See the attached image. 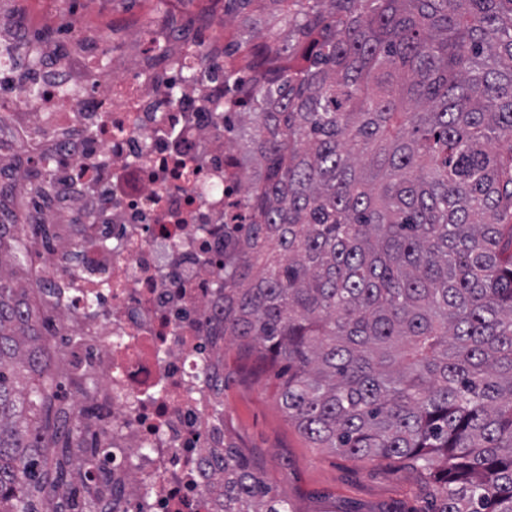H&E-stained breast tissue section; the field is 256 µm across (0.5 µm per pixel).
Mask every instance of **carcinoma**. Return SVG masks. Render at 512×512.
Here are the masks:
<instances>
[{"instance_id":"obj_1","label":"carcinoma","mask_w":512,"mask_h":512,"mask_svg":"<svg viewBox=\"0 0 512 512\" xmlns=\"http://www.w3.org/2000/svg\"><path fill=\"white\" fill-rule=\"evenodd\" d=\"M268 67L240 110L250 223L224 256V341L279 367L315 448L408 462L425 512H512V0H224ZM0 217V512L54 501L69 449ZM61 430L62 454L43 436ZM221 512H291L229 438L203 462Z\"/></svg>"}]
</instances>
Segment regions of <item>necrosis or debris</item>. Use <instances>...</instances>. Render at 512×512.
Masks as SVG:
<instances>
[{"mask_svg":"<svg viewBox=\"0 0 512 512\" xmlns=\"http://www.w3.org/2000/svg\"><path fill=\"white\" fill-rule=\"evenodd\" d=\"M27 24L0 12V211L21 224L32 315L56 318L63 412L112 454L75 485L114 512H214L201 460L224 445V338L205 312L248 174L235 95L209 70L257 67L180 14L126 35Z\"/></svg>","mask_w":512,"mask_h":512,"instance_id":"obj_1","label":"necrosis or debris"}]
</instances>
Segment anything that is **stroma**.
Instances as JSON below:
<instances>
[{
  "label": "stroma",
  "mask_w": 512,
  "mask_h": 512,
  "mask_svg": "<svg viewBox=\"0 0 512 512\" xmlns=\"http://www.w3.org/2000/svg\"><path fill=\"white\" fill-rule=\"evenodd\" d=\"M177 7L209 10L208 0H34L35 17L85 16L104 28L142 27ZM275 371L254 353L226 348L224 431L261 465L294 512H423L427 492L402 460L353 458L311 447L282 412Z\"/></svg>",
  "instance_id": "1"
}]
</instances>
